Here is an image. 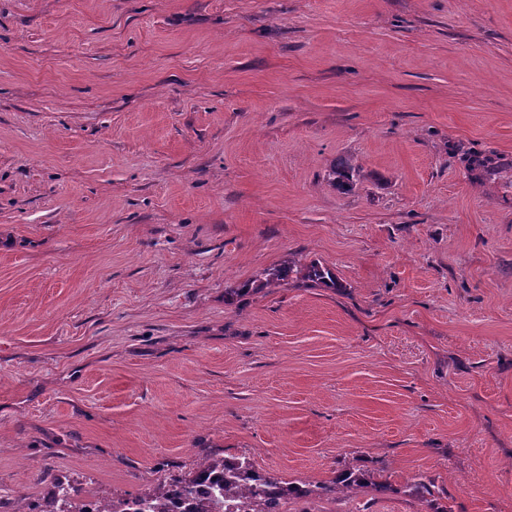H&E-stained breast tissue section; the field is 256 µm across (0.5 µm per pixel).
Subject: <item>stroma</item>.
Listing matches in <instances>:
<instances>
[{
    "mask_svg": "<svg viewBox=\"0 0 512 512\" xmlns=\"http://www.w3.org/2000/svg\"><path fill=\"white\" fill-rule=\"evenodd\" d=\"M210 452L512 512V0H0V512ZM304 278L321 283L329 288H340L341 284L336 278V274L328 267L317 262H311L304 268ZM403 489L404 493H408L421 502L428 512H448L447 508L439 506L437 503L438 491H436L432 478L420 474L412 482L406 484Z\"/></svg>",
    "mask_w": 512,
    "mask_h": 512,
    "instance_id": "35a3bbf8",
    "label": "stroma"
}]
</instances>
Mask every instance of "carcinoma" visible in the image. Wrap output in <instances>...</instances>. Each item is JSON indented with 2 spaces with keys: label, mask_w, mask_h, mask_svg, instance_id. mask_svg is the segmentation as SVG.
Listing matches in <instances>:
<instances>
[{
  "label": "carcinoma",
  "mask_w": 512,
  "mask_h": 512,
  "mask_svg": "<svg viewBox=\"0 0 512 512\" xmlns=\"http://www.w3.org/2000/svg\"><path fill=\"white\" fill-rule=\"evenodd\" d=\"M333 185L347 191L353 185V168L344 164L332 171ZM304 278L329 288L341 284L328 267L312 262ZM369 488L379 494L404 491L421 502L428 512H448L437 503L434 480L416 476L404 489L387 479H378L370 469H345L328 481L286 482L257 466L247 457L211 455L194 471L172 476L151 490L134 497L112 501L74 499L70 485L57 477L38 505V512H286L290 501L320 502L352 496Z\"/></svg>",
  "instance_id": "carcinoma-1"
}]
</instances>
